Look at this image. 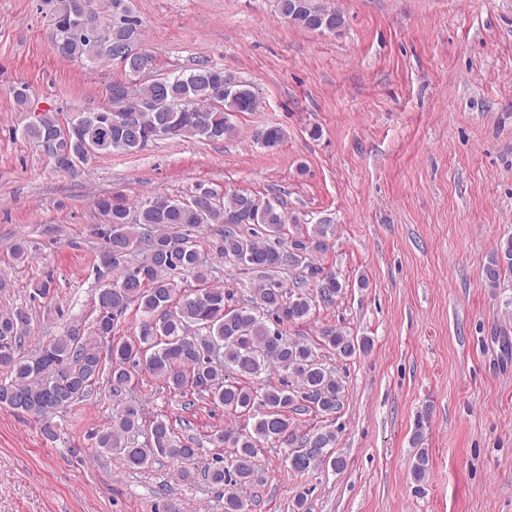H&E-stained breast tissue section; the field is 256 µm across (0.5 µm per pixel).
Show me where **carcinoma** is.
<instances>
[{"label":"carcinoma","instance_id":"1","mask_svg":"<svg viewBox=\"0 0 512 512\" xmlns=\"http://www.w3.org/2000/svg\"><path fill=\"white\" fill-rule=\"evenodd\" d=\"M85 0H43L53 26L56 54L86 66L101 62L121 65L126 79L105 86L106 105L79 116L91 135L105 130L112 139L106 151L136 152L157 128L159 138L222 140L235 131L231 116L253 112L258 98L252 86L236 79L224 88V69L198 62L187 71L139 84V74L156 70L154 55L143 47V21L132 0H103L101 18L112 24V41L73 25ZM281 14L311 31L335 32L344 26L341 13L319 0H277ZM60 126L51 109L40 113L23 136L44 147V134ZM285 132L277 126L254 130V143L273 148ZM60 148L76 160L68 172L90 158L85 138L73 136ZM101 217L96 235L98 252L93 303L97 316L90 336L72 325L60 336L39 345L34 354H21L28 335L29 316L22 308L0 315V407L28 416L41 434L57 438L47 416L65 411L91 396L96 381L107 376L113 411L109 423L94 433L96 447L119 451L123 464L143 469L160 457L181 465L179 477L193 478L189 465L198 456L191 440L176 435L167 419L143 424L144 411L133 401L120 399L137 386L142 375L160 380L175 394L192 388L208 393L211 403L224 412L253 420L248 431L227 430L216 437L230 449L229 460L215 458L204 469L206 480L224 489V512H250L243 490L251 485L259 454L265 445L288 449L286 461L296 474L319 466L341 470L342 458L333 455L337 434L332 425L299 433L295 416L309 409L331 415L342 406L343 384L321 362L315 347L292 339L283 327L308 319L317 307L336 302L342 284L336 272L314 262L329 248L331 225L315 224L308 230L270 200L244 191L217 198L200 186L182 199L164 193L140 199L130 206L122 194L93 200ZM222 225L213 243L224 261L243 266L261 281L246 298L231 288L207 286V257L195 244L197 232ZM288 266L298 271L293 287L285 288L277 273ZM512 270V237L500 241L496 254L484 267L483 282L494 287L502 271ZM191 278L195 289L178 288L177 280ZM141 312L138 334L131 339L114 336L115 320L130 307ZM107 343L106 351L101 344ZM320 346L342 359L367 353L373 341L326 326ZM277 368L284 372L278 386L259 383L261 374ZM146 429L145 440L132 439ZM422 428L412 442L418 446L411 468L420 483L430 468V455L420 447Z\"/></svg>","mask_w":512,"mask_h":512}]
</instances>
